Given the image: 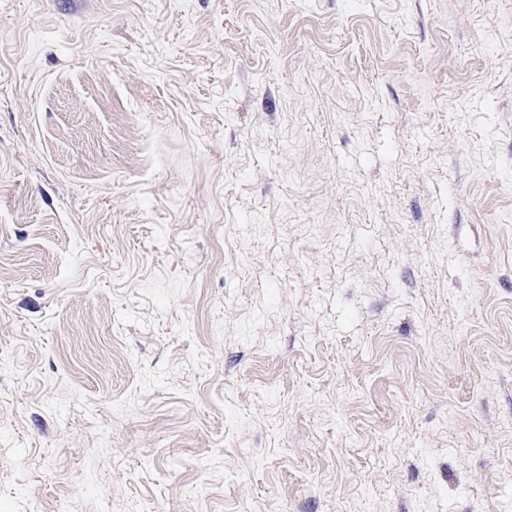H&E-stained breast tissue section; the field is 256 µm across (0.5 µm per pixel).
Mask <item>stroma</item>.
<instances>
[{
	"label": "stroma",
	"mask_w": 512,
	"mask_h": 512,
	"mask_svg": "<svg viewBox=\"0 0 512 512\" xmlns=\"http://www.w3.org/2000/svg\"><path fill=\"white\" fill-rule=\"evenodd\" d=\"M0 512H512V0H0Z\"/></svg>",
	"instance_id": "1"
}]
</instances>
